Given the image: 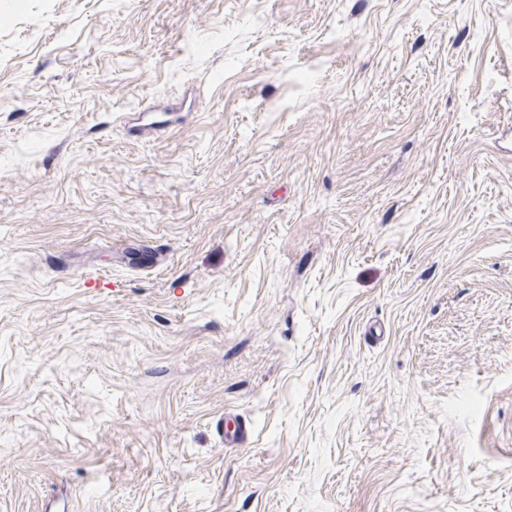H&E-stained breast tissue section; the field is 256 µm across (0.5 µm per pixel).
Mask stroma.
I'll list each match as a JSON object with an SVG mask.
<instances>
[{"instance_id":"obj_1","label":"stroma","mask_w":512,"mask_h":512,"mask_svg":"<svg viewBox=\"0 0 512 512\" xmlns=\"http://www.w3.org/2000/svg\"><path fill=\"white\" fill-rule=\"evenodd\" d=\"M0 512H512V0H0Z\"/></svg>"}]
</instances>
